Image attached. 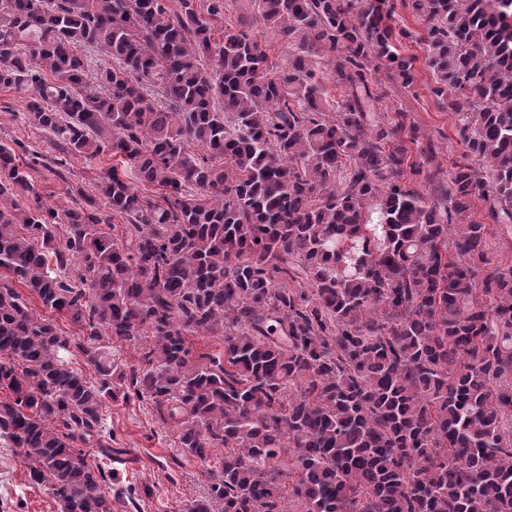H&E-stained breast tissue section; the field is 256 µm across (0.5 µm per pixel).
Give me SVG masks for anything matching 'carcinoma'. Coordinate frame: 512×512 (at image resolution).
Wrapping results in <instances>:
<instances>
[{
  "label": "carcinoma",
  "mask_w": 512,
  "mask_h": 512,
  "mask_svg": "<svg viewBox=\"0 0 512 512\" xmlns=\"http://www.w3.org/2000/svg\"><path fill=\"white\" fill-rule=\"evenodd\" d=\"M251 2L219 34L225 0H0V87L47 135L28 164L0 143V440L60 512H112L81 448L112 457L102 408L133 393L191 455L224 449L187 512H284L285 475L301 512H512V259L491 240L512 241V0ZM255 23L292 50L275 70ZM410 39L456 116L448 170L376 110L417 79ZM87 48L112 58L95 88ZM70 156L112 159L96 188L124 237L79 185L42 202L30 166L65 182ZM16 283L87 330L96 383Z\"/></svg>",
  "instance_id": "cac0c4a2"
}]
</instances>
